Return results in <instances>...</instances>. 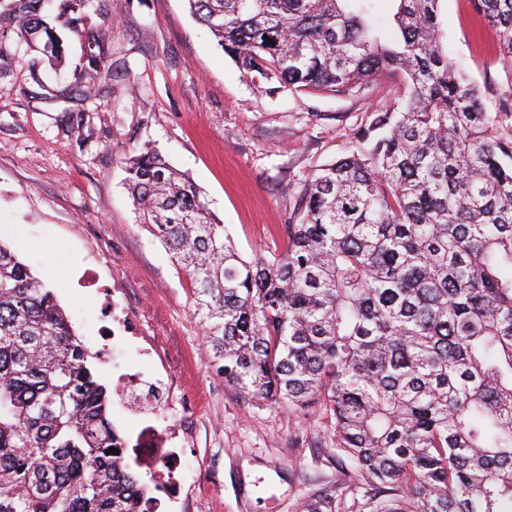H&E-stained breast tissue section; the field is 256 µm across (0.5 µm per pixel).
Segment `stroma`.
Listing matches in <instances>:
<instances>
[{
  "mask_svg": "<svg viewBox=\"0 0 512 512\" xmlns=\"http://www.w3.org/2000/svg\"><path fill=\"white\" fill-rule=\"evenodd\" d=\"M444 45L489 112L512 91L494 30L469 0H443ZM81 35L65 34L55 69L0 30L12 60L0 74V243L55 294L88 347L98 381L142 368L177 378L175 507L159 512H300L312 492L350 480L327 422L243 398L210 365L185 272L139 223L124 157L149 144L201 188L243 257H274L305 179L343 157L367 113L396 107L400 78L348 96L274 92L243 73L190 14L186 0H92ZM110 36L106 78L69 94L87 42ZM133 313L158 358L112 336L105 312Z\"/></svg>",
  "mask_w": 512,
  "mask_h": 512,
  "instance_id": "1",
  "label": "stroma"
}]
</instances>
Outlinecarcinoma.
<instances>
[{"mask_svg":"<svg viewBox=\"0 0 512 512\" xmlns=\"http://www.w3.org/2000/svg\"><path fill=\"white\" fill-rule=\"evenodd\" d=\"M88 0H12V27L65 58ZM242 70L346 96L401 78L351 154L303 185L284 252L244 259L201 191L157 150L127 159L140 223L193 288L211 362L250 400L318 412L358 484L301 512H512V96L485 110L442 45V0H187ZM512 60V0H473ZM79 83L107 57L88 43ZM88 348L53 293L0 243V512H157ZM119 450L115 455L109 449Z\"/></svg>","mask_w":512,"mask_h":512,"instance_id":"1","label":"carcinoma"}]
</instances>
